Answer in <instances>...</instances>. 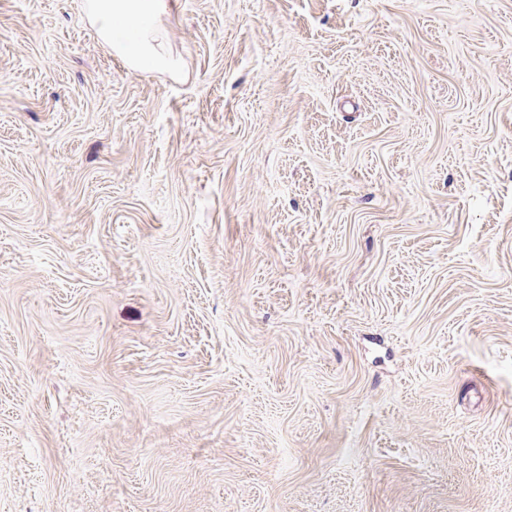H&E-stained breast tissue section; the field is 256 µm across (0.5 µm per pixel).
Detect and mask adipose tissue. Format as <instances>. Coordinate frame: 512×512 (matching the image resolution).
<instances>
[{"label": "adipose tissue", "mask_w": 512, "mask_h": 512, "mask_svg": "<svg viewBox=\"0 0 512 512\" xmlns=\"http://www.w3.org/2000/svg\"><path fill=\"white\" fill-rule=\"evenodd\" d=\"M84 10L98 37L129 68L174 71L179 67L161 41L157 23L167 0H85Z\"/></svg>", "instance_id": "obj_1"}]
</instances>
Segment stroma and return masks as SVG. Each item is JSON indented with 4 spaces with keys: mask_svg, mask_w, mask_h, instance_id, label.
<instances>
[{
    "mask_svg": "<svg viewBox=\"0 0 512 512\" xmlns=\"http://www.w3.org/2000/svg\"><path fill=\"white\" fill-rule=\"evenodd\" d=\"M82 2L0 0V512H512V0ZM84 10L98 37L129 68L178 69L156 24L168 10L167 0H86Z\"/></svg>",
    "mask_w": 512,
    "mask_h": 512,
    "instance_id": "35a3bbf8",
    "label": "stroma"
}]
</instances>
